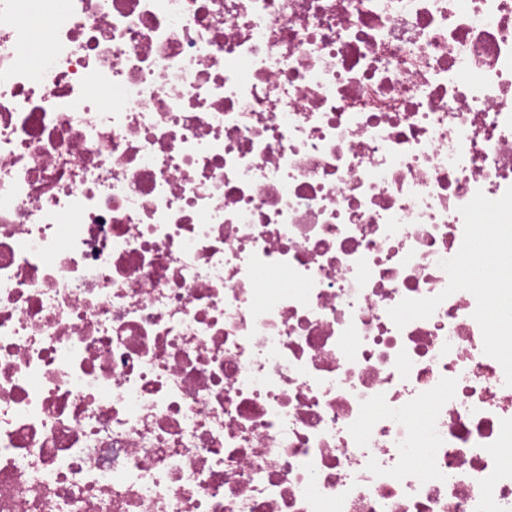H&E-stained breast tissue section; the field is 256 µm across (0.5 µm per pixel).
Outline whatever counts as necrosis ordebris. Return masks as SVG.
<instances>
[{"mask_svg": "<svg viewBox=\"0 0 512 512\" xmlns=\"http://www.w3.org/2000/svg\"><path fill=\"white\" fill-rule=\"evenodd\" d=\"M512 0H0V512H512Z\"/></svg>", "mask_w": 512, "mask_h": 512, "instance_id": "1", "label": "necrosis or debris"}]
</instances>
